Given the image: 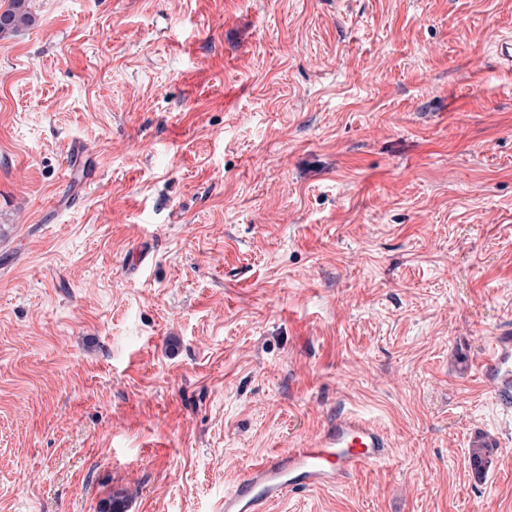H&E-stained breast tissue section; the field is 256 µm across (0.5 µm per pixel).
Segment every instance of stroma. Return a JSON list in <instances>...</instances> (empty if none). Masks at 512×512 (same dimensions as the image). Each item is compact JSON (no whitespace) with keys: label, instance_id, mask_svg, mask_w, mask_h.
Segmentation results:
<instances>
[{"label":"stroma","instance_id":"35a3bbf8","mask_svg":"<svg viewBox=\"0 0 512 512\" xmlns=\"http://www.w3.org/2000/svg\"><path fill=\"white\" fill-rule=\"evenodd\" d=\"M0 37V512H512V0H36ZM496 451L475 480L469 450ZM477 368L488 385L499 409L512 413V331L507 329L494 336ZM391 447L371 420L353 411L338 413L318 437L250 465L224 491L222 512H266L290 493L334 487L363 467L387 462Z\"/></svg>","mask_w":512,"mask_h":512}]
</instances>
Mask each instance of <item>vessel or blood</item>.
<instances>
[{"label": "vessel or blood", "mask_w": 512, "mask_h": 512, "mask_svg": "<svg viewBox=\"0 0 512 512\" xmlns=\"http://www.w3.org/2000/svg\"><path fill=\"white\" fill-rule=\"evenodd\" d=\"M477 367L495 404L512 413V331L494 336ZM391 441L377 424L350 411L337 414L322 433L248 467L224 492L223 512H266L288 494L333 487L357 470L385 463Z\"/></svg>", "instance_id": "b4317fda"}]
</instances>
